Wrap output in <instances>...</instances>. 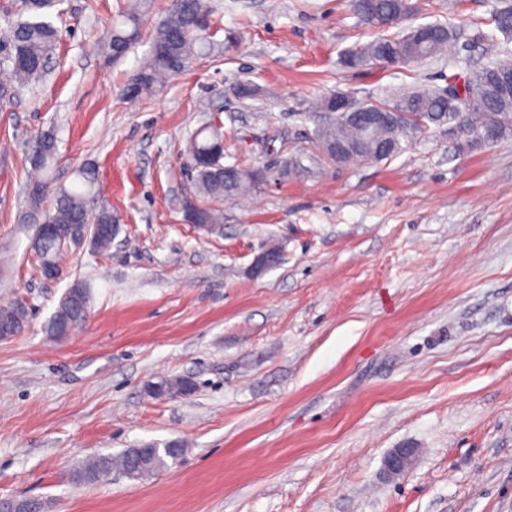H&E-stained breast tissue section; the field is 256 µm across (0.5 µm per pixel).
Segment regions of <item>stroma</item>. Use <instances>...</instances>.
Listing matches in <instances>:
<instances>
[{
  "instance_id": "obj_1",
  "label": "stroma",
  "mask_w": 512,
  "mask_h": 512,
  "mask_svg": "<svg viewBox=\"0 0 512 512\" xmlns=\"http://www.w3.org/2000/svg\"><path fill=\"white\" fill-rule=\"evenodd\" d=\"M126 0H65L46 73L0 100V499L46 512H512V134L470 149L431 128L396 157L335 163L317 150L314 100L464 80L486 61L498 0H416V22L458 32L441 59L351 70L343 50L379 32L349 0H208L220 53L139 100L124 86L149 38L113 60ZM261 94L240 99L239 84ZM224 132V161L262 178L198 230L183 212L187 144ZM53 132L56 185L94 168L109 251L30 252L25 158ZM302 158V174L289 169ZM277 248L279 264L252 262ZM91 293L60 340L45 324L68 288ZM188 377L186 397L147 384ZM181 442L168 469L77 484L89 456ZM418 449L390 479L395 448ZM26 312L19 307H11L0 309V323L9 327H22L26 321ZM7 326L0 327V341H7L12 337L9 336L11 329Z\"/></svg>"
}]
</instances>
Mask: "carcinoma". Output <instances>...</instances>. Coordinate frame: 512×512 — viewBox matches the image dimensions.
Instances as JSON below:
<instances>
[{
    "label": "carcinoma",
    "instance_id": "1",
    "mask_svg": "<svg viewBox=\"0 0 512 512\" xmlns=\"http://www.w3.org/2000/svg\"><path fill=\"white\" fill-rule=\"evenodd\" d=\"M62 0H14L0 17L6 31L0 40V64L6 66L11 80L0 82V99L10 98L15 88L26 85L40 76L55 53L59 30L54 20L63 15ZM354 14L364 23L384 31L375 40L346 51L344 64L348 67L400 68L441 57L457 39L456 30L440 21L410 26L389 34L403 17L416 11L410 0H351ZM148 8V0H135L126 5L113 21L107 35V48L115 58H122L140 37V29ZM211 10L207 0H172L165 18L154 28L150 50L137 71L129 79L125 93L137 100L151 93L154 87L170 76L181 72L194 58L208 55L218 47L210 35ZM494 32L487 35L492 53L500 48L499 39H512V3L504 2L492 17ZM512 81V62L496 58L472 71L464 80L463 94L453 100L443 95L440 87H423L399 93L386 101H354L357 112H400L391 123L380 122L372 127L363 121L338 119L316 131L319 151L329 160L344 163L353 160H384L403 152L418 136L431 127H444L448 135L456 136L469 147H480L512 132V90L502 92L499 82ZM221 126L210 124L198 129L189 146V160L194 175L193 197L186 201L194 213V223L205 224L211 230L224 222L218 210L201 206L194 201L203 197L212 201L236 198L250 192L256 172L237 164L222 168L199 167L198 158L222 147ZM57 159V142L50 132L41 134L27 155L32 170L40 179L26 188L27 212L23 221L32 224H52L51 235L34 234L31 250L39 265L57 261L67 248L69 239L92 225L86 242L99 253L112 246L118 218L112 210L102 208L96 213L88 209L89 198L97 183L96 172L89 168L79 171L80 185L61 188L53 205L44 209L39 201L52 184ZM90 298L81 284L71 286L60 300L57 310L46 324V334L62 338L78 329L89 314ZM25 310L19 307L0 309V323L23 327ZM181 445L169 442L162 448L149 451L141 464V475L158 472L176 461ZM135 457L129 448L119 457L96 455L75 470L79 484H92L112 473L115 466L127 469Z\"/></svg>",
    "mask_w": 512,
    "mask_h": 512
}]
</instances>
